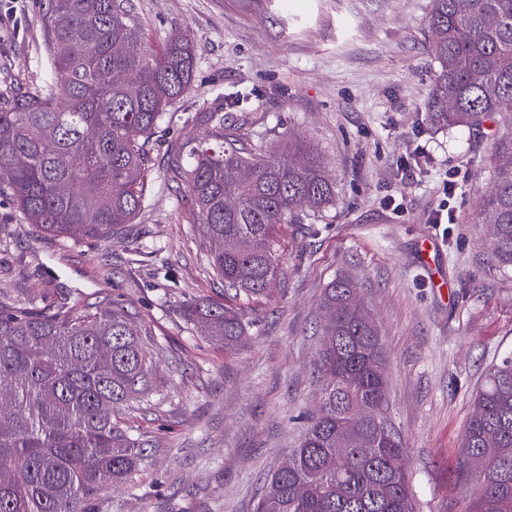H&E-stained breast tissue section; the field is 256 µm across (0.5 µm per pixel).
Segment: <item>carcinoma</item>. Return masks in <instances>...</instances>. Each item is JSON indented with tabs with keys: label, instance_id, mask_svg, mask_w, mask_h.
<instances>
[{
	"label": "carcinoma",
	"instance_id": "carcinoma-1",
	"mask_svg": "<svg viewBox=\"0 0 512 512\" xmlns=\"http://www.w3.org/2000/svg\"><path fill=\"white\" fill-rule=\"evenodd\" d=\"M51 70L44 86L0 99V186L54 237L109 239L144 208L150 138L193 82L194 53L175 33L144 45L132 0H47ZM439 64L428 120L482 128L512 101V0H433ZM224 105L195 113L202 138L167 150L187 188L209 265L234 298L266 294L279 272L280 226L335 197L325 167L301 144L246 152L224 135ZM478 223L512 267V132L495 142ZM315 373L321 402L288 464L267 477L256 512H415L404 442L374 414L387 402L386 358L357 285L325 288ZM187 322L230 348L246 332L230 307L195 300ZM157 352L131 313L96 297L75 314L0 300V512H89L104 488L129 482L148 443L116 414L154 391ZM467 512H512V355L488 369L461 443Z\"/></svg>",
	"mask_w": 512,
	"mask_h": 512
}]
</instances>
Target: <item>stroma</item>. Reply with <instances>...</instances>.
Returning a JSON list of instances; mask_svg holds the SVG:
<instances>
[{
  "label": "stroma",
  "instance_id": "stroma-1",
  "mask_svg": "<svg viewBox=\"0 0 512 512\" xmlns=\"http://www.w3.org/2000/svg\"><path fill=\"white\" fill-rule=\"evenodd\" d=\"M153 48L175 32L194 51L191 88L154 136L150 192L125 237L73 241L30 224L0 192V298L81 311L109 295L158 345L157 389L120 424L150 450L132 481L91 512H255L268 474L319 408L314 363L321 306L338 275L356 282L387 358V415L405 442L416 512H466L457 477L473 394L512 353V267L495 257L477 216L503 125L477 132L426 119L439 66L432 0H133ZM45 0H16L0 33V95L48 76ZM224 130L250 150L310 147L336 200L279 231L280 272L267 295L240 300L208 265L187 195L163 166L168 146L196 137L195 112L220 97ZM455 173L448 228L429 223ZM404 199L402 214L384 205ZM432 242V263L421 257ZM240 310L247 336L227 349L187 323L185 301Z\"/></svg>",
  "mask_w": 512,
  "mask_h": 512
}]
</instances>
